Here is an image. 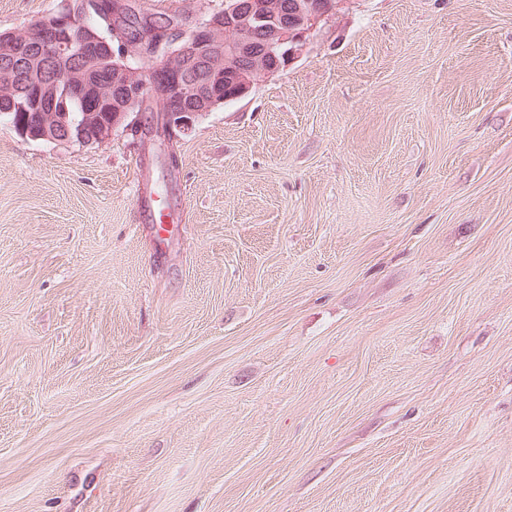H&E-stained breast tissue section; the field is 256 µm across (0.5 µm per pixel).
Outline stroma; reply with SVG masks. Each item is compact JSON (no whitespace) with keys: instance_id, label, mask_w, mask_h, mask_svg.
<instances>
[{"instance_id":"35a3bbf8","label":"stroma","mask_w":512,"mask_h":512,"mask_svg":"<svg viewBox=\"0 0 512 512\" xmlns=\"http://www.w3.org/2000/svg\"><path fill=\"white\" fill-rule=\"evenodd\" d=\"M174 149L0 120V512H512V0H344Z\"/></svg>"}]
</instances>
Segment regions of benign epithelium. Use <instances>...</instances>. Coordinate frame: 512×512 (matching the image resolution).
Returning <instances> with one entry per match:
<instances>
[{"label": "benign epithelium", "mask_w": 512, "mask_h": 512, "mask_svg": "<svg viewBox=\"0 0 512 512\" xmlns=\"http://www.w3.org/2000/svg\"><path fill=\"white\" fill-rule=\"evenodd\" d=\"M345 0H296L291 19L283 18L280 0H224L216 6L200 0L205 18L195 28L179 31L174 47L157 50L147 70L91 57L85 43L71 35L81 25L76 11L64 8L29 24L22 34L0 33V73L11 72L26 44L38 46L27 61L38 93L22 106L35 113L34 122L16 125L23 136L55 142L84 141V131L106 139L135 111L144 113L147 101L159 98L165 109L166 133L191 131L198 116L219 103L244 97L262 78L283 71L299 57L317 25L329 18ZM66 84L74 97L104 101L112 91H125L122 109L101 120L97 108L84 112L79 131L61 127L56 117V85ZM194 98L196 107L185 111L174 102Z\"/></svg>", "instance_id": "obj_1"}]
</instances>
